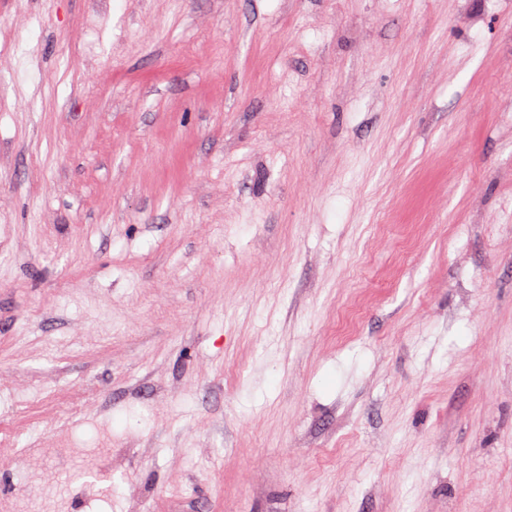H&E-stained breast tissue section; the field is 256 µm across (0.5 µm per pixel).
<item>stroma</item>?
Wrapping results in <instances>:
<instances>
[{
	"mask_svg": "<svg viewBox=\"0 0 512 512\" xmlns=\"http://www.w3.org/2000/svg\"><path fill=\"white\" fill-rule=\"evenodd\" d=\"M110 512H512V0H0V439ZM71 451L72 448H64V444L57 440L45 450L36 452L29 449L25 461V478L32 473L44 483L52 482L57 468L67 463ZM46 453L49 455L48 460H46ZM50 459L52 462H49Z\"/></svg>",
	"mask_w": 512,
	"mask_h": 512,
	"instance_id": "obj_1",
	"label": "stroma"
}]
</instances>
